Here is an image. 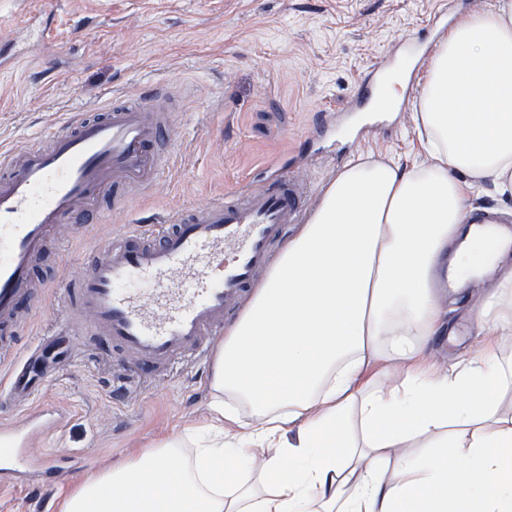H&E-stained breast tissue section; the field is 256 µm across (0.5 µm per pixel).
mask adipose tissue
<instances>
[{
    "mask_svg": "<svg viewBox=\"0 0 512 512\" xmlns=\"http://www.w3.org/2000/svg\"><path fill=\"white\" fill-rule=\"evenodd\" d=\"M413 114L429 163L358 158L226 331L212 412L80 483L61 512H512V362L427 363L440 268L496 287L475 315L512 335V232L471 193L512 196V0L455 25Z\"/></svg>",
    "mask_w": 512,
    "mask_h": 512,
    "instance_id": "ef3b65f1",
    "label": "adipose tissue"
}]
</instances>
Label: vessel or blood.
I'll list each match as a JSON object with an SVG mask.
<instances>
[{
    "instance_id": "1",
    "label": "vessel or blood",
    "mask_w": 512,
    "mask_h": 512,
    "mask_svg": "<svg viewBox=\"0 0 512 512\" xmlns=\"http://www.w3.org/2000/svg\"><path fill=\"white\" fill-rule=\"evenodd\" d=\"M461 0H448L426 25L447 34ZM428 50L395 42L358 79L348 104L360 111L385 78L401 74L416 83ZM166 89L149 86L137 100L113 95L26 150L0 149V342L13 341L20 319L44 297L33 288L35 259L57 224L96 209L104 197L126 208L130 194L150 187L168 156L161 135L172 114ZM311 195L277 168L257 189H242L198 209L171 211L145 225L113 234L93 252L76 288L63 289L66 311L50 348L36 346L15 365L0 403L35 395L73 336H105L136 353L141 370L166 367L177 356H208L223 335L238 299L248 296L267 270L291 224L307 221ZM33 430L0 423V437L18 452L0 467V485L49 486L63 469L41 463Z\"/></svg>"
}]
</instances>
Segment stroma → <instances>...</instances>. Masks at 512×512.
<instances>
[{
    "instance_id": "1",
    "label": "stroma",
    "mask_w": 512,
    "mask_h": 512,
    "mask_svg": "<svg viewBox=\"0 0 512 512\" xmlns=\"http://www.w3.org/2000/svg\"><path fill=\"white\" fill-rule=\"evenodd\" d=\"M433 8L434 0H0L1 147H24L115 91L137 97L160 82L175 95L169 164L154 184L106 223L91 212L58 225L39 267L75 280L112 231L204 206L264 180L272 159L318 149L311 134L322 107H346L358 73L416 37ZM392 120L358 138L353 156L419 159L411 106ZM495 282L489 274L471 283L454 304L448 332L430 343L438 367L485 346L474 311ZM59 294L49 289L12 356L0 358V381L64 319ZM136 366V354L113 350L107 337L80 336L32 402L0 406V418L20 425L37 405L71 413L36 438L67 476L47 488L0 487V512H59L77 479L206 424L211 361L181 358L127 381Z\"/></svg>"
}]
</instances>
